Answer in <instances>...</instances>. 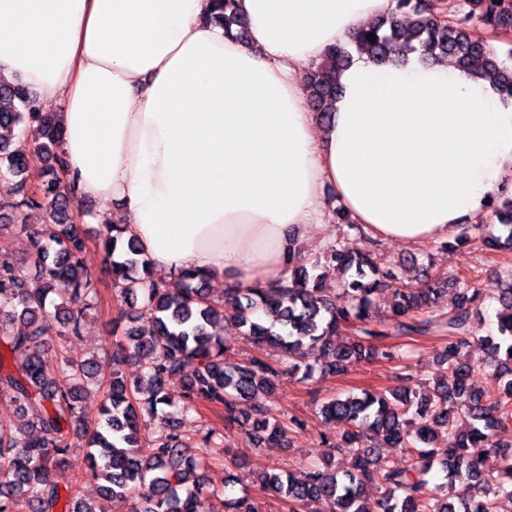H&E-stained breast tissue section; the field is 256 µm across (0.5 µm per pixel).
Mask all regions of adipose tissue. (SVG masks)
Masks as SVG:
<instances>
[{
    "label": "adipose tissue",
    "mask_w": 512,
    "mask_h": 512,
    "mask_svg": "<svg viewBox=\"0 0 512 512\" xmlns=\"http://www.w3.org/2000/svg\"><path fill=\"white\" fill-rule=\"evenodd\" d=\"M0 0V75L61 101L81 197L120 204L155 268L287 277L324 190L374 238L436 242L512 194V102L446 64L354 59L330 124L300 73L394 0ZM214 7L211 13V19L224 27V32L233 34L236 37L243 38L247 30V20L238 15L234 9L235 0H213ZM236 27V32L233 30Z\"/></svg>",
    "instance_id": "1"
}]
</instances>
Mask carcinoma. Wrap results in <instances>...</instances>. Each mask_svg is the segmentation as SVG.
<instances>
[{
  "label": "carcinoma",
  "mask_w": 512,
  "mask_h": 512,
  "mask_svg": "<svg viewBox=\"0 0 512 512\" xmlns=\"http://www.w3.org/2000/svg\"><path fill=\"white\" fill-rule=\"evenodd\" d=\"M234 0H214L211 19L224 33L242 38L247 20L238 15ZM453 21L436 15L433 0H396L392 13L353 39L356 51L378 64H398L415 54L422 62L445 58L463 71L473 70L489 82L505 102L512 100V64L495 49L467 35L477 21L489 30H512V0H457ZM375 35V41L367 35ZM346 44L331 47L308 77L309 106L320 120H332V103L342 93L336 72L350 64ZM37 131L31 150L15 145V138ZM62 130L55 115L42 111L37 96L15 80L0 75V228L11 226L34 243L32 265L44 280L41 288L28 286L24 267L0 251V394L8 395L27 415L21 425L0 423V512H111L69 494L66 481L72 443L70 427L81 425L79 399L95 383L99 361L92 357L56 370L47 366L45 351L55 338L80 336L86 312L97 307L99 291L81 254L85 238L74 218L79 203L76 185L64 179L67 163L61 150ZM40 179L30 187L23 175L33 162ZM501 234L484 224H460L451 244L478 243L486 249L512 250V198L492 204ZM334 244L313 258L295 264L288 278L267 286L211 297L207 279L189 269L171 278H156L148 256L133 239H124L126 227L105 224L99 239L110 259L113 285L124 303L142 299L128 317L123 339L112 350V370L103 395L102 418L85 428L90 468L104 482L102 496L131 501V512H261L249 495L224 498V492L204 490L205 454L217 430L205 435L196 452L182 439L183 422L197 404L224 408L225 417L243 425L247 434L263 432L260 443L274 447L281 439L280 422L272 416L268 399L280 376L315 371L343 373L361 360L404 359L387 338L435 334L442 338L432 389L424 390L409 367L398 374L400 386L385 391L336 395L321 402L319 412L340 427L335 439L321 441L322 465H305L287 474L267 472L261 489L293 505L296 512H497V501L512 499V449L500 443L497 431L512 421V281L502 288L485 289L472 275L448 278L435 272L418 284L397 281L391 288V311L378 316L372 296L387 284L379 277L370 251L351 254L343 245L361 225L341 217ZM327 263L355 269L331 292L323 288ZM458 290L450 308L438 299L448 285ZM70 296L84 298L85 307L66 306ZM496 301L498 337L479 336L476 320L485 302ZM234 327L256 342L269 344L287 356L306 349L312 362L282 366L280 360L224 358L227 342L219 328ZM485 346L484 367L493 380L489 391L474 392L467 384L470 351ZM128 360L141 371L129 380L117 367ZM182 381L180 399L170 383ZM174 415L159 413V406ZM468 421L464 434L453 415ZM155 422L151 451L141 448V424ZM448 433L447 442L434 441V429ZM401 448L411 456L408 465H380L372 459L377 443ZM479 443L500 460L499 468L482 474L481 462L470 455ZM336 453L350 457V468L340 474L325 460ZM438 470L446 479L442 491L430 487L429 474ZM379 489L371 500L369 487Z\"/></svg>",
  "instance_id": "1"
}]
</instances>
